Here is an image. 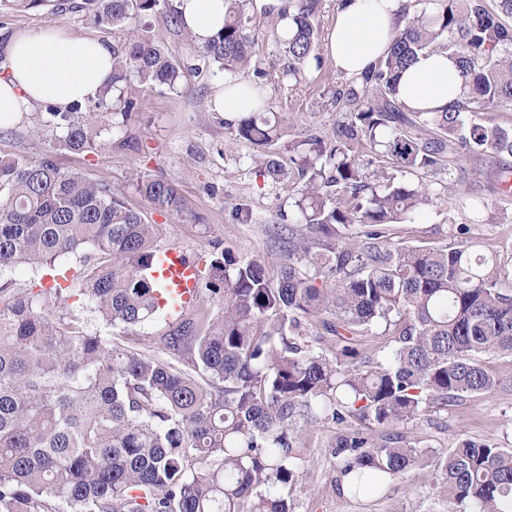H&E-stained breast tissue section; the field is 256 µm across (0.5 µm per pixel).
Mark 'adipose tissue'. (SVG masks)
Here are the masks:
<instances>
[{
	"mask_svg": "<svg viewBox=\"0 0 512 512\" xmlns=\"http://www.w3.org/2000/svg\"><path fill=\"white\" fill-rule=\"evenodd\" d=\"M188 32L206 44L224 24V0H175ZM408 0H342L325 51L337 68L360 75L390 45ZM112 74V44L73 37L55 28L24 29L0 46V126L16 124L36 106L67 111L96 102ZM399 100L417 111L460 101L454 62L447 54L418 55L404 72Z\"/></svg>",
	"mask_w": 512,
	"mask_h": 512,
	"instance_id": "ef3b65f1",
	"label": "adipose tissue"
}]
</instances>
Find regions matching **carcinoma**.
Returning a JSON list of instances; mask_svg holds the SVG:
<instances>
[{"label": "carcinoma", "mask_w": 512, "mask_h": 512, "mask_svg": "<svg viewBox=\"0 0 512 512\" xmlns=\"http://www.w3.org/2000/svg\"><path fill=\"white\" fill-rule=\"evenodd\" d=\"M243 2L224 0V27L188 65L144 24L162 14L193 41L173 0H82L73 9L121 34L110 83L96 103L48 105L42 120L55 147L93 153L128 129L141 93H182L215 66L256 99L228 133L256 149L272 181L301 183V232L279 236L273 258L213 254L192 313L159 336L162 354L130 344L174 303L153 276L157 225L48 157L0 155V273L79 263L67 288L0 285V512H296L327 423L350 497L389 498L427 468L448 512H512V448L460 437L442 450L397 431L503 386L486 357H512V270L491 245L405 246L391 233L441 197L397 172L434 176L472 155L512 194V168L497 164L512 156V127L482 119L512 112V0H414L388 52L332 93L330 133L293 141L287 165L273 151L286 118L258 93L266 72ZM44 7L61 4L0 0L1 14ZM319 12V0L263 12L287 58L278 84L302 81ZM422 52L456 59L465 97L455 108L398 100L399 75ZM136 189L157 210L182 206L168 181L139 177ZM489 207L470 198L472 223ZM70 295L77 305L55 313ZM93 319L119 335L91 330Z\"/></svg>", "instance_id": "cac0c4a2"}]
</instances>
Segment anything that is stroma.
Returning <instances> with one entry per match:
<instances>
[{"label":"stroma","instance_id":"obj_1","mask_svg":"<svg viewBox=\"0 0 512 512\" xmlns=\"http://www.w3.org/2000/svg\"><path fill=\"white\" fill-rule=\"evenodd\" d=\"M55 27L77 37H100L119 41L112 28L93 24L80 14H55L45 9L0 15V43L18 29ZM266 24L255 30L253 50L270 78L261 90L291 119L290 138L305 128L327 134L336 119L329 97L332 90L348 83L349 75L338 70L324 48L317 60L305 67L296 86L273 82L283 61ZM224 74L211 68L192 79L189 93L154 92L146 96L128 133L113 132L112 140L95 153L61 152L54 137L41 124L42 114L33 111L15 125L0 130V153L28 157H51L62 169L112 186L127 204L159 225L158 248L177 246L198 264H206L214 248H232L242 255L275 253L278 242L267 227L280 213L293 210L295 185L273 182L260 173L252 160L253 149L235 140L224 127L222 113L214 111L212 95ZM173 183L184 201L182 210L160 212L134 189L137 177ZM448 192L428 206L413 222L400 225L398 240L406 245L421 242H456L457 225L469 222L465 201L475 193L492 199L482 223L472 226L471 238L490 241L502 261L512 267V198L494 196L486 167L478 159L464 156L441 176ZM243 204L252 213L250 222L236 219L234 207ZM491 364L505 379L495 392L460 402L447 413L405 425V433L426 437L436 448H448L457 437L489 439L512 448V358L495 357ZM302 483L307 490L297 498V512H448L430 496L426 471L418 470L399 484L392 499L375 496L353 499L338 493V473L330 455L322 448L310 449Z\"/></svg>","mask_w":512,"mask_h":512}]
</instances>
